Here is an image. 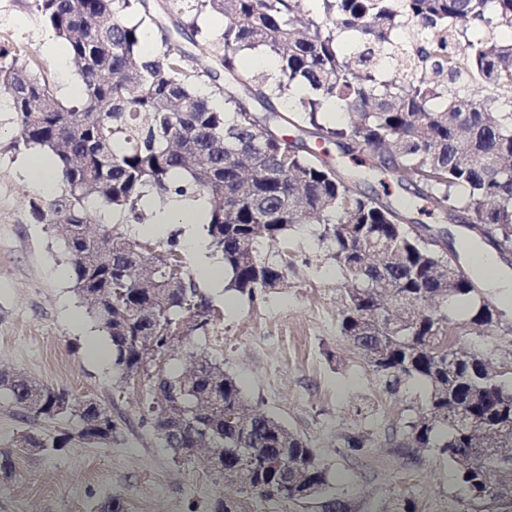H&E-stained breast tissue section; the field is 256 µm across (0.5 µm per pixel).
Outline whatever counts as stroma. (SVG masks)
I'll use <instances>...</instances> for the list:
<instances>
[{"label":"stroma","mask_w":512,"mask_h":512,"mask_svg":"<svg viewBox=\"0 0 512 512\" xmlns=\"http://www.w3.org/2000/svg\"><path fill=\"white\" fill-rule=\"evenodd\" d=\"M37 0H0V44L21 43L43 62L56 99L66 103L79 91L76 68L53 51L54 38L36 8ZM15 125L0 110V365L40 385L63 387L90 397L117 422L112 441L87 444L74 418L23 419L0 393V450L13 455L11 478L0 477V512H96L108 497L126 512H208L212 499L233 501L237 512H317L243 493L212 474L201 459H174L147 416L148 378L123 379L112 359V342L88 315L73 287L60 232L35 222L31 198L46 193L22 175L28 149L11 150ZM144 220L113 211L111 223L128 237L151 241L158 254L176 249L216 317L206 332L190 337L192 349L221 364L246 400L304 435L329 473L332 494L351 512H380L396 495L416 497L420 512H461L465 490L447 460L429 449L388 445L385 435L403 429L424 406L428 386L419 379L388 392L363 355L341 335L342 277L316 224H301L286 239L288 279L284 287L243 295L227 289L229 275L214 252L197 257L185 242L183 225L151 229ZM221 271L220 283L200 279L201 264ZM480 293L494 309L495 325L479 332L460 310L452 325L456 347L486 356L512 387V310L489 288ZM79 316L83 331L74 330ZM68 434L69 443L45 451L22 448L21 434ZM347 434L361 435L364 448H344Z\"/></svg>","instance_id":"obj_1"}]
</instances>
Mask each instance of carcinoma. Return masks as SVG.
I'll use <instances>...</instances> for the list:
<instances>
[{
  "instance_id": "carcinoma-1",
  "label": "carcinoma",
  "mask_w": 512,
  "mask_h": 512,
  "mask_svg": "<svg viewBox=\"0 0 512 512\" xmlns=\"http://www.w3.org/2000/svg\"><path fill=\"white\" fill-rule=\"evenodd\" d=\"M161 8V49L141 51L139 25L126 16L154 18ZM38 10L77 66L80 97L65 106L53 95L40 58L0 48V96L9 100L16 135L11 149L39 148L54 158L60 190L29 202L41 224L62 226L72 280L88 313L107 333L125 379L145 371L153 344L181 351L178 373L148 376L154 431L175 455L218 435L224 470L238 464L236 449L265 459L285 457L293 486L260 467L246 492L320 512H350L325 493L327 471L316 450L277 418L251 406L236 381L203 353L157 335L158 322L177 325L198 309L203 330L215 309L181 256L159 255L148 241H132L115 224L97 220L112 209L140 218L148 195L162 201L200 195L208 203L210 247L241 294L279 287L288 262L261 254L300 224L323 225L331 258L343 279L342 335L369 359L387 384L414 377L429 388L423 414L411 420L412 448H433L448 459L468 490L463 512H512L496 507L493 492L512 476V389L503 388L491 362L449 341L456 306L470 307L471 324L494 326L491 305L475 283L459 275L448 288L450 263L431 238L432 227L410 217L417 205H394L357 190L359 175L344 172L305 143L310 137L350 141L366 151L365 172L398 183L415 179L420 212L442 221L464 215L481 237L512 243V0H38ZM226 19L222 42L200 58L173 46L172 34L199 33L198 19ZM354 52L345 53L343 35ZM260 49L276 61L277 78L237 64ZM208 78L224 96L216 109L200 94ZM480 85L481 96L471 89ZM301 91L292 109L277 102ZM336 103L348 124L326 122ZM0 391L28 418L79 419L87 444L112 440L116 424L95 400L83 411L51 410L72 396L0 369ZM216 393L213 406L204 396ZM67 437L24 434L25 448H62Z\"/></svg>"
}]
</instances>
